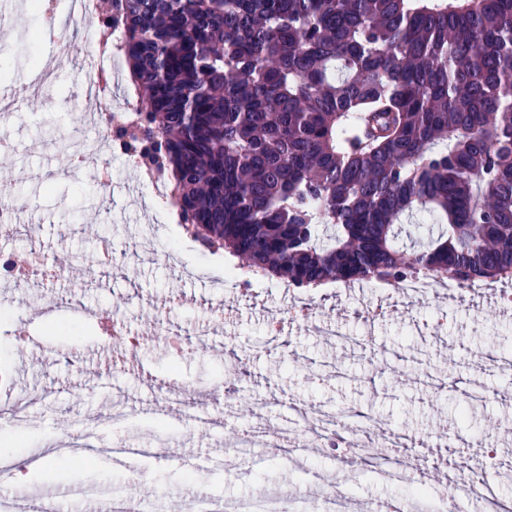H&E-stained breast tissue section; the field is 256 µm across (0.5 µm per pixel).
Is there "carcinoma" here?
I'll list each match as a JSON object with an SVG mask.
<instances>
[{
	"mask_svg": "<svg viewBox=\"0 0 512 512\" xmlns=\"http://www.w3.org/2000/svg\"><path fill=\"white\" fill-rule=\"evenodd\" d=\"M180 222L297 288L512 279V0H107ZM436 220L401 239L404 221Z\"/></svg>",
	"mask_w": 512,
	"mask_h": 512,
	"instance_id": "carcinoma-1",
	"label": "carcinoma"
}]
</instances>
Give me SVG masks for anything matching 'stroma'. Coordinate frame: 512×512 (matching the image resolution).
Returning <instances> with one entry per match:
<instances>
[{"instance_id": "stroma-1", "label": "stroma", "mask_w": 512, "mask_h": 512, "mask_svg": "<svg viewBox=\"0 0 512 512\" xmlns=\"http://www.w3.org/2000/svg\"><path fill=\"white\" fill-rule=\"evenodd\" d=\"M25 0L14 10L24 27L6 26L0 38V73L8 82L24 79L26 66L36 60L54 61L52 82L36 96L35 104L17 108L10 133L13 152L0 159V181L11 182L28 204L26 218L36 225V236L17 229L6 248L14 254L34 248L50 265L67 257L82 272L80 280H66L72 304H61L41 316L22 312L0 319V400L24 406V434L0 428V441L10 442L16 457L39 455L50 441H58L56 456L64 466L39 469L28 487L43 493L59 490L71 498L87 485L121 488L131 469L143 473L144 494L164 488L169 501L186 495L192 486L177 456L197 457L204 467L199 488L226 502L246 497L284 499L290 512H316L330 488L346 491L352 504L376 503L393 496L408 500L410 512H426L427 502L410 496L408 482L363 474L359 467L341 466L332 449H298L289 465H282L272 448H254L250 463L238 471L224 468V430L201 436L178 423L159 386L188 384L191 396H205L206 406L223 409L237 424L262 422L276 433L286 418L296 416L297 405L336 412H368L386 427L417 437L435 430L464 437L480 435L493 441L498 453L512 450V433L503 420L512 417V399L498 397L508 380L500 375L475 376L470 352H512V315L495 301L479 308L453 303L446 289H434L426 302L412 306L403 297L379 296L367 288H298L286 297L278 278L262 279L258 289L244 294L234 288H211L223 277V254H210L198 242L182 240L180 225L160 221L154 212H142L127 194L133 172L120 152L104 158L111 173L101 185L96 172L75 170L62 156L100 143L97 125L81 120L85 101L78 65L87 55L82 40L75 52L62 43H23L24 28L38 25L37 15L26 13ZM111 240L122 263L99 264L102 240ZM177 248L185 262L196 264L202 275L184 276L167 262L165 253ZM307 304L317 316H332L349 335L363 337L352 348L313 335L306 327L284 322L278 336L268 334V315L279 314L287 302ZM231 317L212 331L207 346H198L203 328L221 306ZM377 308L373 320H364L363 306ZM124 312L131 328L146 339L136 352L133 373H114L107 360L86 361L88 351L104 343L100 319L107 312ZM182 330L192 349L175 355L157 336L158 322ZM42 348L40 359L28 355V341ZM249 358L246 374L234 375L236 357ZM431 370L446 390L431 391L420 380ZM480 382L484 399L474 421L460 428L457 416L465 411L463 395ZM120 427H113V413ZM95 423L100 441L121 435L137 444H152L157 458L116 464L107 458L72 462L68 443L73 418Z\"/></svg>"}]
</instances>
